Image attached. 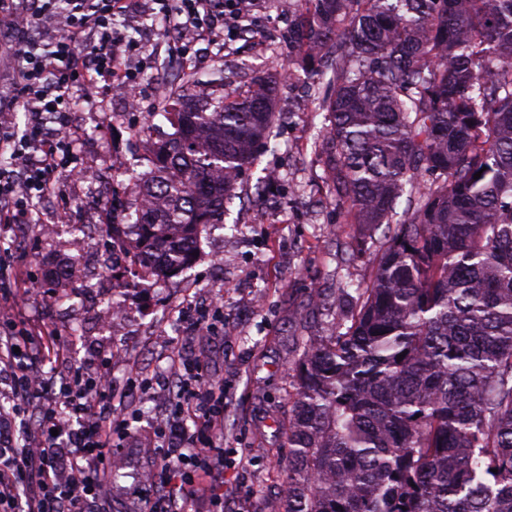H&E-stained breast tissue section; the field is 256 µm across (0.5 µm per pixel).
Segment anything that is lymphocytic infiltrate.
<instances>
[{
  "mask_svg": "<svg viewBox=\"0 0 512 512\" xmlns=\"http://www.w3.org/2000/svg\"><path fill=\"white\" fill-rule=\"evenodd\" d=\"M179 30L209 32L224 20L238 34L250 0H154ZM129 0H0V37L17 62L14 92L0 97V225L30 223L38 204L56 191L73 158L70 129L77 102L102 86L134 84L123 56L140 50L115 29ZM125 44L117 54L115 41ZM24 112L16 128V112ZM16 304L0 295V512H93L112 482V451L137 438L133 418L113 403L112 359L98 369L72 367L65 380L44 360L62 358L68 341L50 327L14 331ZM168 398L145 440L155 450L153 490L136 512H224L225 470L242 466L224 445V414L232 395L204 358L172 355Z\"/></svg>",
  "mask_w": 512,
  "mask_h": 512,
  "instance_id": "1",
  "label": "lymphocytic infiltrate"
}]
</instances>
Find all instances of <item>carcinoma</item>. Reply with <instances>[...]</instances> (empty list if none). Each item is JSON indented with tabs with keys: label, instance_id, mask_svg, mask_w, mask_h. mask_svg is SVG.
<instances>
[{
	"label": "carcinoma",
	"instance_id": "carcinoma-1",
	"mask_svg": "<svg viewBox=\"0 0 512 512\" xmlns=\"http://www.w3.org/2000/svg\"><path fill=\"white\" fill-rule=\"evenodd\" d=\"M298 2L286 75L332 72L326 198L387 234L350 326L302 341L279 512H512V0ZM286 75L169 98L127 216L146 271L183 272L224 223Z\"/></svg>",
	"mask_w": 512,
	"mask_h": 512
}]
</instances>
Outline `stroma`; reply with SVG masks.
<instances>
[{
    "label": "stroma",
    "mask_w": 512,
    "mask_h": 512,
    "mask_svg": "<svg viewBox=\"0 0 512 512\" xmlns=\"http://www.w3.org/2000/svg\"><path fill=\"white\" fill-rule=\"evenodd\" d=\"M290 2L255 0L253 36L222 46L201 44L200 58L187 67L175 63L179 30L160 15L141 11L137 23L126 26L134 37L143 28L154 34L142 72L140 111L120 108L105 95L76 103L72 112L78 164L107 158L115 178L91 191L61 175L58 194L44 201L35 223L20 234L0 232V250L11 249L18 268L39 280L46 271L87 260L96 296L69 279L53 289L39 284L16 296L20 326H50L69 340L72 360L57 361V372H66L72 362L93 364L101 353L112 352L115 400L139 411L144 427L155 419V402L136 394L131 377L163 373L173 353L203 355L209 373L235 392L224 445L248 449L249 461L225 477L238 490L229 512H269V500L279 496L288 451L278 423L287 418L289 395L297 385L298 340L346 323L348 312L336 303L342 284L371 282L375 269L358 248L378 247L383 232L361 240L358 229L325 204L322 163L314 152L323 117L315 112L318 91L306 87L301 73L281 85L275 149L261 154L248 171L250 188L229 206L223 223L202 228L190 268L169 279L147 273L127 283L125 267L113 265L108 255V217L132 210L135 197L129 187L152 168V143L136 140V133L149 125L158 138L172 132L162 114L168 94L215 93L230 99L256 76L287 68L288 28L297 21ZM268 171L279 172V180L255 192ZM45 224L56 225L54 236L43 235ZM75 224H96L101 232L79 239L71 231ZM100 295L128 306L130 317L121 328L111 331L97 323ZM212 297L224 301L223 337L192 339L177 332L172 314L187 301Z\"/></svg>",
    "instance_id": "1"
}]
</instances>
